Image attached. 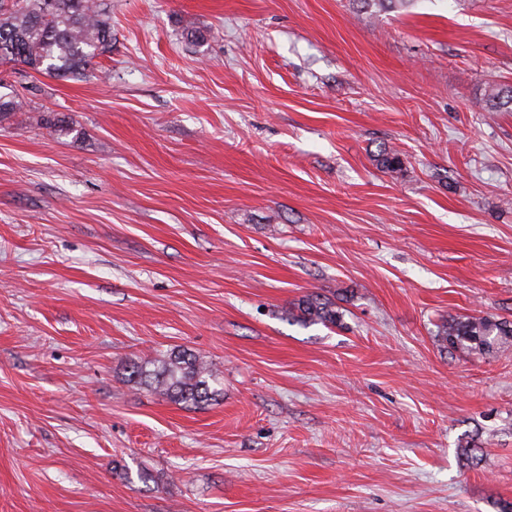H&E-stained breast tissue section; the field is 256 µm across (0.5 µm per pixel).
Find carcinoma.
<instances>
[{"instance_id": "carcinoma-1", "label": "carcinoma", "mask_w": 512, "mask_h": 512, "mask_svg": "<svg viewBox=\"0 0 512 512\" xmlns=\"http://www.w3.org/2000/svg\"><path fill=\"white\" fill-rule=\"evenodd\" d=\"M380 11L406 9L413 0H361ZM112 48V17L107 0H0V65H20L53 77L85 78L98 70V58ZM512 104V89L491 88L485 106L497 112ZM17 94L0 95V119L20 111ZM303 323L336 324L335 304L309 296L288 312ZM438 341L445 348L488 352L512 339V322L468 317L443 322ZM129 380L145 384L179 403L202 406L221 395L219 374L188 350H174L149 369L135 364Z\"/></svg>"}]
</instances>
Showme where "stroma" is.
Returning a JSON list of instances; mask_svg holds the SVG:
<instances>
[{"label":"stroma","instance_id":"1","mask_svg":"<svg viewBox=\"0 0 512 512\" xmlns=\"http://www.w3.org/2000/svg\"><path fill=\"white\" fill-rule=\"evenodd\" d=\"M111 5L99 76L0 87V512L512 503V344L436 340L512 321V0ZM178 348L216 401L134 387ZM288 316L303 323L336 325L341 318V313L334 303L321 300L317 296H309L289 311ZM437 337L444 348L489 352L512 339V322L488 317L452 319L438 327Z\"/></svg>","mask_w":512,"mask_h":512}]
</instances>
